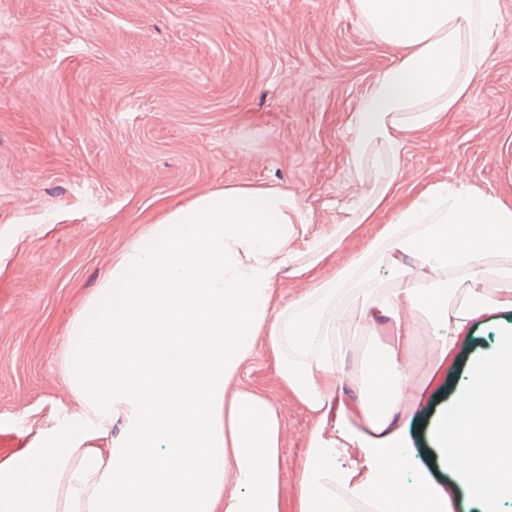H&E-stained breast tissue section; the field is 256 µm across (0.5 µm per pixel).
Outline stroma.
<instances>
[{
	"instance_id": "35a3bbf8",
	"label": "stroma",
	"mask_w": 512,
	"mask_h": 512,
	"mask_svg": "<svg viewBox=\"0 0 512 512\" xmlns=\"http://www.w3.org/2000/svg\"><path fill=\"white\" fill-rule=\"evenodd\" d=\"M468 96L405 135L386 208L303 275L283 272L285 309L368 246L408 199L456 181L512 206V0ZM396 60L353 0H0V461L79 411L62 364L66 328L129 246L194 197L233 182L287 190L307 237L344 219L359 190L348 121ZM512 312L483 315L427 406L432 428L466 362L493 348ZM243 382L281 420L280 496L295 512L315 417L276 373L266 337Z\"/></svg>"
}]
</instances>
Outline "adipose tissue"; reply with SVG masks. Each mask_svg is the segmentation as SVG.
<instances>
[{"label":"adipose tissue","instance_id":"1","mask_svg":"<svg viewBox=\"0 0 512 512\" xmlns=\"http://www.w3.org/2000/svg\"><path fill=\"white\" fill-rule=\"evenodd\" d=\"M368 34L397 49L349 118V161L362 186L344 231L394 194L403 135L436 125L469 93L499 38L500 0H354ZM303 217L287 191L225 184L169 211L110 268L69 322L65 352L78 414L0 462V512H282L280 418L238 386L254 339L278 352L279 378L316 415L297 512H452L415 465L403 421L425 403L409 331L425 315L440 360L471 322L512 311V208L451 181L412 197L359 255L285 310L273 286ZM393 285H378L379 274ZM380 320L381 363L344 385L342 323L353 302ZM434 425L443 468L480 512L512 501V333L468 364ZM120 431H113V423ZM474 451L444 452L449 432ZM106 439L103 448L97 439ZM358 449L365 473L339 457Z\"/></svg>","mask_w":512,"mask_h":512}]
</instances>
